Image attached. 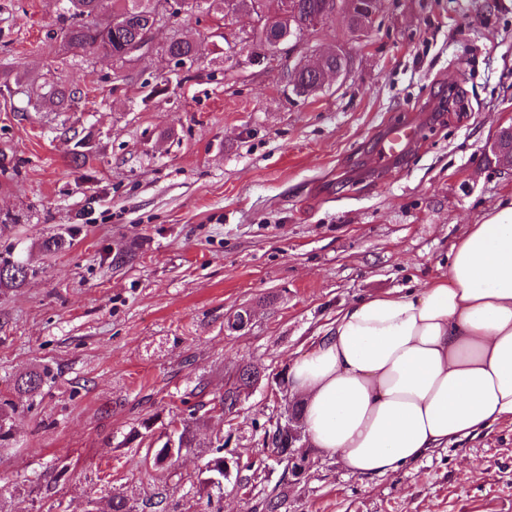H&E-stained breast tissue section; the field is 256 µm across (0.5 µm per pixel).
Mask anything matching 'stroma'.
Listing matches in <instances>:
<instances>
[{"instance_id":"35a3bbf8","label":"stroma","mask_w":512,"mask_h":512,"mask_svg":"<svg viewBox=\"0 0 512 512\" xmlns=\"http://www.w3.org/2000/svg\"><path fill=\"white\" fill-rule=\"evenodd\" d=\"M61 6L0 0V66L83 93L64 113L0 88V256L33 269L0 288V405H18L0 512H105L111 492L212 512L197 486L219 434L239 463L221 512H262L284 470L265 430L290 403V361L346 303L440 278L466 225L512 199L488 156L512 125V0H381L368 34L333 19L271 69L230 66L224 41L251 20L203 9L164 21L119 81L109 57L46 50ZM216 28L181 83L149 95L164 41ZM331 48L351 58L346 80L286 94L287 69ZM408 121L418 141L381 169L380 132ZM63 122L90 132L89 165L71 162ZM58 233L70 248L44 252ZM240 308L251 321L229 330ZM246 364L262 379L233 414L210 410ZM32 370L44 382L19 399ZM192 413L196 447L154 469L153 438ZM309 457L287 512H512L510 423L395 474Z\"/></svg>"}]
</instances>
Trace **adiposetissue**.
Masks as SVG:
<instances>
[{
  "instance_id": "1",
  "label": "adipose tissue",
  "mask_w": 512,
  "mask_h": 512,
  "mask_svg": "<svg viewBox=\"0 0 512 512\" xmlns=\"http://www.w3.org/2000/svg\"><path fill=\"white\" fill-rule=\"evenodd\" d=\"M288 386L309 445L353 474L512 422V201L467 225L443 278L342 307Z\"/></svg>"
}]
</instances>
